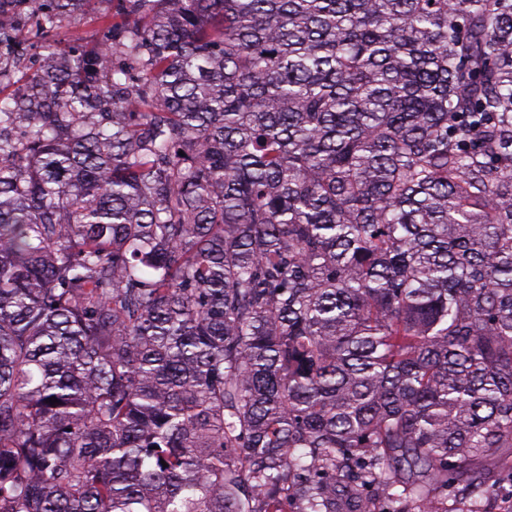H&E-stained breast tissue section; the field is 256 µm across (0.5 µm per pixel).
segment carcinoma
<instances>
[{"label": "carcinoma", "instance_id": "1", "mask_svg": "<svg viewBox=\"0 0 512 512\" xmlns=\"http://www.w3.org/2000/svg\"><path fill=\"white\" fill-rule=\"evenodd\" d=\"M86 2L0 0V512H489L512 0ZM118 0L111 2L91 0L84 5L83 11L76 16L74 21L59 31L56 39L61 45L73 43V39L79 38L84 41H94L101 36L100 23L97 17L107 7L114 12L118 7Z\"/></svg>", "mask_w": 512, "mask_h": 512}]
</instances>
